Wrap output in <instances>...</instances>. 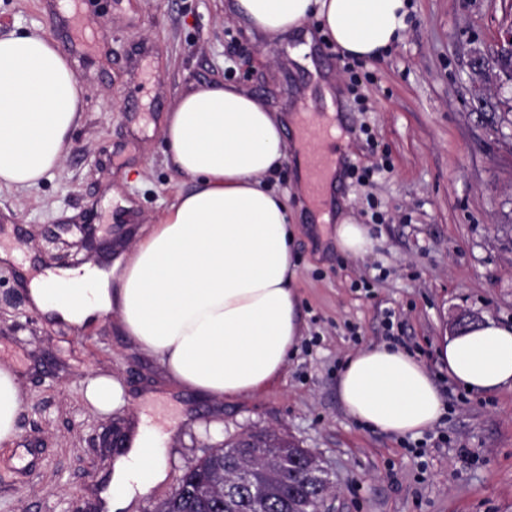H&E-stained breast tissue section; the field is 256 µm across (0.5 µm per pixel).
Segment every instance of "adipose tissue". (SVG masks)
I'll list each match as a JSON object with an SVG mask.
<instances>
[{"instance_id":"adipose-tissue-1","label":"adipose tissue","mask_w":512,"mask_h":512,"mask_svg":"<svg viewBox=\"0 0 512 512\" xmlns=\"http://www.w3.org/2000/svg\"><path fill=\"white\" fill-rule=\"evenodd\" d=\"M250 29L295 44L292 61L313 69L317 16L325 38L346 55L381 57L405 27L406 0H233ZM82 86L65 55L36 33L0 37V185H36L61 163L82 118ZM282 117L234 86L208 84L180 97L162 135L175 169L194 186L179 193L150 233L113 266L46 271L29 284L32 304L82 328L118 312L132 341L157 356L181 387L227 399L277 382L301 334L292 288V232L282 197L266 176L292 160L307 174L302 141L286 147ZM332 158L316 223L333 227L337 252L359 257L371 239L336 191L341 153ZM440 360L473 393L512 387V327L491 318L444 337ZM337 393L348 416L396 435H417L445 407L429 371L400 348L370 346L350 356ZM23 395L11 369L0 368V442L14 438ZM167 476L156 428L141 427L116 459L102 493L108 512H126L135 495Z\"/></svg>"}]
</instances>
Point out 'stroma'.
<instances>
[{"label": "stroma", "mask_w": 512, "mask_h": 512, "mask_svg": "<svg viewBox=\"0 0 512 512\" xmlns=\"http://www.w3.org/2000/svg\"><path fill=\"white\" fill-rule=\"evenodd\" d=\"M224 3L81 0L69 27L47 0H0V36L53 38L83 88V120L59 167L30 188L0 186V248L51 268L124 253L189 187L169 165L160 127L197 86L230 83L279 112H322L312 73L289 58L291 39L251 31ZM87 18L107 39H94ZM509 26L512 0H409L401 39L381 60L356 63L354 95L348 72L330 62L335 45L319 42L314 61L338 80L345 126L371 129L347 150L356 166L381 172L366 185L345 177L340 191L372 248L360 257L330 250L309 231L294 166L267 176L295 228L302 330L281 378L258 395L176 389L116 316L85 334L49 323L20 264L0 260V365L24 396L15 438L0 443V512H67L75 499L102 512L98 494L121 454L102 437L146 416L168 436L167 478L127 512H154L213 447L265 427L322 459L333 481L326 512H512V389L467 393L438 356L458 312L512 325V86L498 64ZM393 335L446 406L416 436L349 419L337 395L348 357ZM97 375L121 382L123 406L102 413L85 400Z\"/></svg>", "instance_id": "obj_1"}]
</instances>
